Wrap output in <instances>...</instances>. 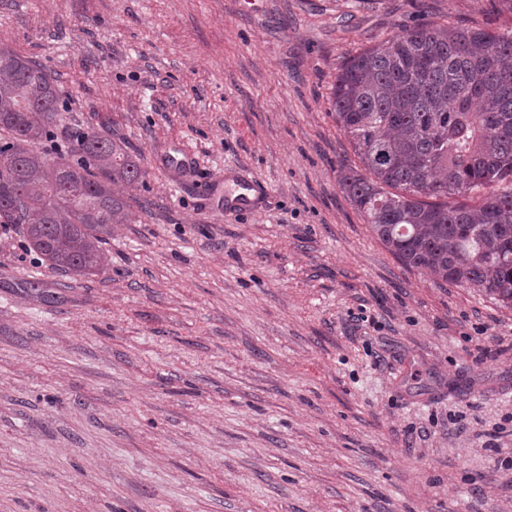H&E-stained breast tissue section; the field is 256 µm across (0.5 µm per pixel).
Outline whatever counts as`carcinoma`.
<instances>
[{"mask_svg":"<svg viewBox=\"0 0 512 512\" xmlns=\"http://www.w3.org/2000/svg\"><path fill=\"white\" fill-rule=\"evenodd\" d=\"M65 91L0 43V224H18L52 268L92 274L123 194L146 177L125 142L93 130L52 137ZM366 174L338 184L403 265L512 307V32L427 23L338 69L331 101Z\"/></svg>","mask_w":512,"mask_h":512,"instance_id":"obj_1","label":"carcinoma"}]
</instances>
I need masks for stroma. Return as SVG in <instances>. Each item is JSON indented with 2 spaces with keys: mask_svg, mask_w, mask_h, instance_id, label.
<instances>
[{
  "mask_svg": "<svg viewBox=\"0 0 512 512\" xmlns=\"http://www.w3.org/2000/svg\"><path fill=\"white\" fill-rule=\"evenodd\" d=\"M493 0H0V43L123 139L103 271L0 224V512H512V309L400 264L338 186L340 65ZM187 155L192 167L173 158ZM263 189L224 214V183Z\"/></svg>",
  "mask_w": 512,
  "mask_h": 512,
  "instance_id": "1",
  "label": "stroma"
}]
</instances>
